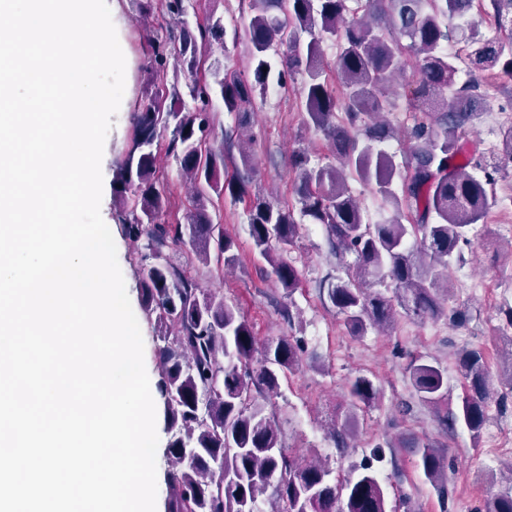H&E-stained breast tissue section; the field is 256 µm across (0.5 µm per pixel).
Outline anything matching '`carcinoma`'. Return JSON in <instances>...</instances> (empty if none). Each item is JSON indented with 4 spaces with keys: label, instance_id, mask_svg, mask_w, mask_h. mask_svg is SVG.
<instances>
[{
    "label": "carcinoma",
    "instance_id": "obj_1",
    "mask_svg": "<svg viewBox=\"0 0 512 512\" xmlns=\"http://www.w3.org/2000/svg\"><path fill=\"white\" fill-rule=\"evenodd\" d=\"M248 6L250 76L232 68L206 79L207 47L237 41L223 19L209 17L192 28L185 20L192 0H165L172 24L152 39L154 63L134 113V149L122 162L115 194L125 233L143 241L152 262L140 277V309L161 344L156 360L163 383L166 430L165 512H389L377 478L378 453L357 474L336 479L328 467L306 462L284 447L267 394L280 375L299 365L300 346L286 338L254 356L253 332L237 307L200 287L191 272L199 262L221 270L237 262L236 244L215 230L214 200L246 204L254 248L271 267L286 298L300 286L288 260L298 224L322 225L337 255L354 256L347 279L320 283L354 336L393 328L396 316L444 318L455 322L440 299L448 294V269L461 258L473 225L495 205L490 180L475 176L474 156L459 143V131L473 122L476 82L458 85L459 64L472 70L499 68L512 76V46L497 38L466 40V53L448 52L459 36L473 0H241ZM495 19L512 27V0H490ZM336 47V85L325 76L324 44ZM416 63L412 142L400 161L385 144L394 137L383 120L390 103L385 88ZM188 74L184 87L169 81V63ZM301 80L304 123L322 134L336 164L313 158L305 147L289 161L297 176L299 209L273 204L252 191L251 181L228 174L226 159L238 150L249 169L252 154L243 141L256 98L275 82L285 88ZM234 116L236 133L215 134L212 94ZM179 163L195 187L184 221L167 217V185L157 155ZM380 198L378 220L366 217L349 182ZM390 279L394 292L376 291ZM465 392L442 422L464 426L477 436L488 419L493 379L480 353L458 358ZM410 384L419 399L437 406L448 395L443 369L423 359L410 361ZM353 404L370 405L379 395L373 382H349ZM417 467L441 496L448 495L447 455L425 444L415 449ZM483 512H512V487L486 499Z\"/></svg>",
    "mask_w": 512,
    "mask_h": 512
}]
</instances>
